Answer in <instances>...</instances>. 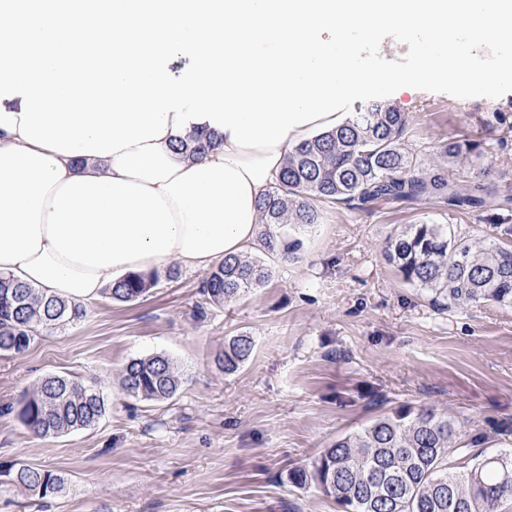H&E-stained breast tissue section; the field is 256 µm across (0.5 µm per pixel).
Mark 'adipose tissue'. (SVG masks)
<instances>
[{
    "label": "adipose tissue",
    "mask_w": 512,
    "mask_h": 512,
    "mask_svg": "<svg viewBox=\"0 0 512 512\" xmlns=\"http://www.w3.org/2000/svg\"><path fill=\"white\" fill-rule=\"evenodd\" d=\"M461 30L511 44L512 0H0V273L87 302L242 254L288 150L352 95L456 85ZM353 32L415 65H358ZM201 131L219 146L175 151Z\"/></svg>",
    "instance_id": "adipose-tissue-1"
}]
</instances>
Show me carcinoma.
<instances>
[{"label": "carcinoma", "instance_id": "1", "mask_svg": "<svg viewBox=\"0 0 512 512\" xmlns=\"http://www.w3.org/2000/svg\"><path fill=\"white\" fill-rule=\"evenodd\" d=\"M408 119L385 102H374L343 124L291 150L278 182L259 202L260 252L231 255L213 267L202 290L216 306L236 301L272 277L268 257L297 259L298 233L319 223V205L362 204L384 198L429 200L459 208H492L502 202L477 177L456 180L438 166L425 167L406 151ZM217 145L211 133L196 132L175 149L194 157ZM448 165L478 167L481 143L450 141L441 151ZM385 256L403 280L428 292L439 310L494 303L512 307V248L491 239L481 246L456 239L440 224H410L390 239ZM156 275L134 274L106 290L115 302L142 298ZM87 316L81 303L47 294L0 274V353L22 354L35 338ZM248 336L232 338L220 365L235 372L249 357ZM123 391L136 400L164 402L180 386L173 362L154 355L130 360L122 370ZM107 413L102 390L65 375L44 378L18 413L33 435L48 438L86 429ZM461 424L430 409H406L380 417L342 436L313 462L312 477L343 512H499L512 503V448L484 456L468 467L449 458L464 444ZM13 482L41 499L60 492L65 477L23 464Z\"/></svg>", "mask_w": 512, "mask_h": 512}]
</instances>
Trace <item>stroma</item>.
<instances>
[{
    "instance_id": "1",
    "label": "stroma",
    "mask_w": 512,
    "mask_h": 512,
    "mask_svg": "<svg viewBox=\"0 0 512 512\" xmlns=\"http://www.w3.org/2000/svg\"><path fill=\"white\" fill-rule=\"evenodd\" d=\"M472 72H501L504 47L457 33ZM418 47L382 37L362 50L371 68L414 66ZM395 107L409 116L406 148L423 164L442 145L479 140L494 195L512 197V77L455 93L425 86ZM427 222L474 244L496 236L512 246V211L448 208L428 200L327 204L301 258L274 259L264 287L224 307L207 305V272L160 271L133 303L89 302L85 318L35 340L18 356L0 354V512H341L311 470L336 438L404 408L430 407L481 436L460 448L512 446V308L492 303L434 308L405 282L384 246L406 225ZM253 341L228 374L218 359L233 337ZM168 356L180 378L175 396L129 398L120 385L131 359ZM98 380L108 399L93 427L40 438L17 418L42 378ZM65 475L64 490L32 497L10 465Z\"/></svg>"
}]
</instances>
